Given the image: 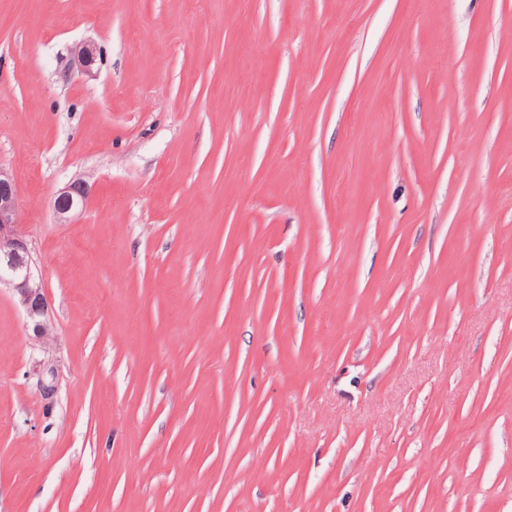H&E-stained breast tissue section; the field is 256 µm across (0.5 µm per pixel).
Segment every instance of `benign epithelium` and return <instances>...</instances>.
<instances>
[{
  "label": "benign epithelium",
  "mask_w": 512,
  "mask_h": 512,
  "mask_svg": "<svg viewBox=\"0 0 512 512\" xmlns=\"http://www.w3.org/2000/svg\"><path fill=\"white\" fill-rule=\"evenodd\" d=\"M100 48L91 40L81 41L70 48L69 68L87 76L96 74ZM87 196L83 184L73 182L57 193L54 210L61 224L72 223L83 211ZM12 292L16 305L23 312L28 335L47 345L54 339V324L37 273L29 244L19 222V203L15 182L10 172L0 167V288Z\"/></svg>",
  "instance_id": "obj_1"
}]
</instances>
